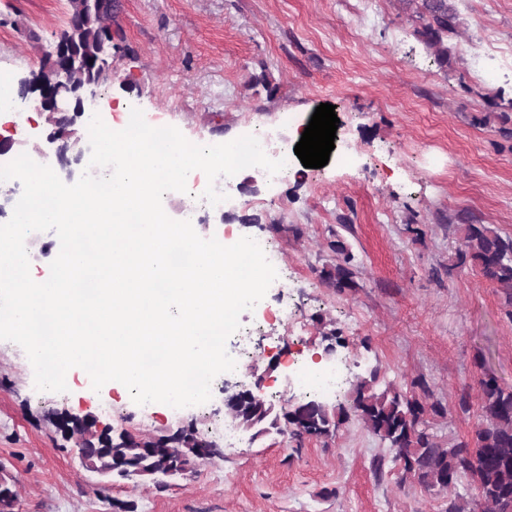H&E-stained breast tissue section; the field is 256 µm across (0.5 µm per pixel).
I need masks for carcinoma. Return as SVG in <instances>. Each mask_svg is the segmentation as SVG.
<instances>
[{
	"label": "carcinoma",
	"mask_w": 512,
	"mask_h": 512,
	"mask_svg": "<svg viewBox=\"0 0 512 512\" xmlns=\"http://www.w3.org/2000/svg\"><path fill=\"white\" fill-rule=\"evenodd\" d=\"M421 2L415 14L417 33L438 59L447 58L444 46L456 27L457 12L452 0H404ZM70 21L62 32L66 52L73 61L65 77L57 81L52 70L40 68L32 74L31 85L19 89L23 100L34 98L41 111L49 113L51 125L71 134V120L61 113L55 99L68 95L81 104L85 94L112 79L106 59L112 54V40L125 42L116 22L120 0H67ZM460 246L450 258L448 271L470 266L506 295L512 316V235L501 234L490 224H459ZM336 263L320 271L322 282L338 291L356 287L351 268L353 256L341 240L331 242ZM378 371L353 384L350 403L329 405L316 399H288L271 427L284 421L291 439L301 444L307 438L326 441L350 417L388 443L393 462L406 477L427 491L454 489L468 477L483 503V512H512V387H503L487 375L479 382L480 420L471 435L443 444L432 432L431 418L444 414L441 403L427 394L420 398L392 385L376 388ZM237 426L247 431L262 424L272 405L245 393L227 402ZM55 424L77 439L83 465L90 471L112 477V482L149 479L164 491L168 480L185 477L197 463L220 454L216 442L191 422L172 434L143 438L133 433L112 437V429L94 430L95 422L67 414H55ZM0 464V512H15L17 494ZM448 512H476L474 500L459 492L448 499Z\"/></svg>",
	"instance_id": "carcinoma-1"
}]
</instances>
